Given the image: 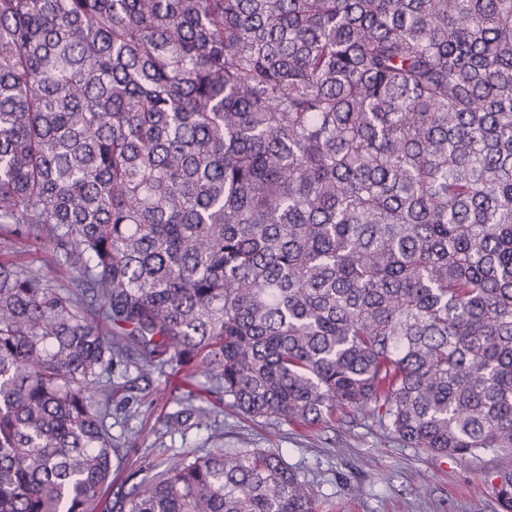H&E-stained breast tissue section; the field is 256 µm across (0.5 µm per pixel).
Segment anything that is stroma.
I'll return each mask as SVG.
<instances>
[{"instance_id": "1", "label": "stroma", "mask_w": 512, "mask_h": 512, "mask_svg": "<svg viewBox=\"0 0 512 512\" xmlns=\"http://www.w3.org/2000/svg\"><path fill=\"white\" fill-rule=\"evenodd\" d=\"M124 388L112 404V434L138 432L136 447L121 448L119 476L93 512L129 493L161 463L190 451L262 448L278 452L304 474L318 512H502L496 496L499 460L482 450L460 458L411 448L375 419L358 416L307 433L288 423L252 420L223 405L217 424L183 409L188 396L171 368L117 367ZM178 415V429L167 420Z\"/></svg>"}]
</instances>
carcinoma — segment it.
<instances>
[{
    "label": "carcinoma",
    "mask_w": 512,
    "mask_h": 512,
    "mask_svg": "<svg viewBox=\"0 0 512 512\" xmlns=\"http://www.w3.org/2000/svg\"><path fill=\"white\" fill-rule=\"evenodd\" d=\"M0 512L112 484L114 366L252 418L496 449L512 512V0H0ZM118 512H317L265 449ZM17 250H22L21 253L10 254L9 256L18 262H22L35 273L43 275L51 285L55 287L71 286L68 272L64 266L56 264L52 261L50 253H34L24 252L20 249L21 245H17Z\"/></svg>",
    "instance_id": "cac0c4a2"
}]
</instances>
